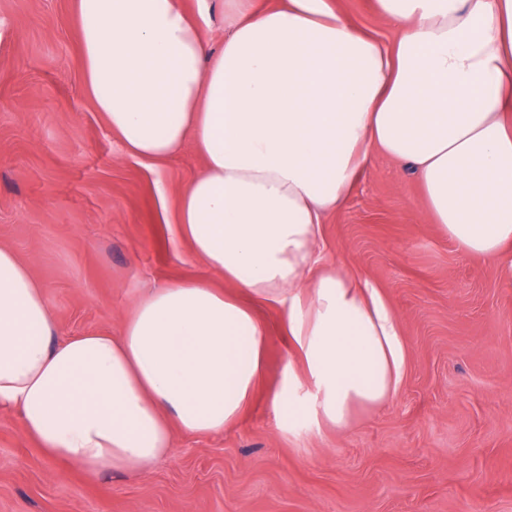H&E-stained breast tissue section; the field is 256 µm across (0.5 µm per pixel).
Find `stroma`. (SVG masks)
<instances>
[{
  "label": "stroma",
  "mask_w": 512,
  "mask_h": 512,
  "mask_svg": "<svg viewBox=\"0 0 512 512\" xmlns=\"http://www.w3.org/2000/svg\"><path fill=\"white\" fill-rule=\"evenodd\" d=\"M397 35L375 0H334ZM77 0H0V245L43 284L60 331L119 327L140 289L201 277L174 233L193 145L156 164L123 152L83 89ZM322 244L397 313L407 348L393 400L346 429L277 425L269 395L292 362L283 309L255 303L263 380L219 436L180 435L143 474L86 478L0 412V512H512V289L426 216L416 178L374 154Z\"/></svg>",
  "instance_id": "obj_1"
}]
</instances>
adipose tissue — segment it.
Returning a JSON list of instances; mask_svg holds the SVG:
<instances>
[{
  "mask_svg": "<svg viewBox=\"0 0 512 512\" xmlns=\"http://www.w3.org/2000/svg\"><path fill=\"white\" fill-rule=\"evenodd\" d=\"M179 0H77L84 88L126 154L204 160L174 216L207 277L148 289L118 332L60 336L42 284L0 246V411L94 479L216 436L249 408L269 338L250 300L288 311L296 376L278 422L339 428L394 397L407 349L369 281L318 247L374 153L411 166L425 213L512 288V0H376L383 42L329 0H224V43ZM216 274L240 296L211 285Z\"/></svg>",
  "mask_w": 512,
  "mask_h": 512,
  "instance_id": "ef3b65f1",
  "label": "adipose tissue"
}]
</instances>
